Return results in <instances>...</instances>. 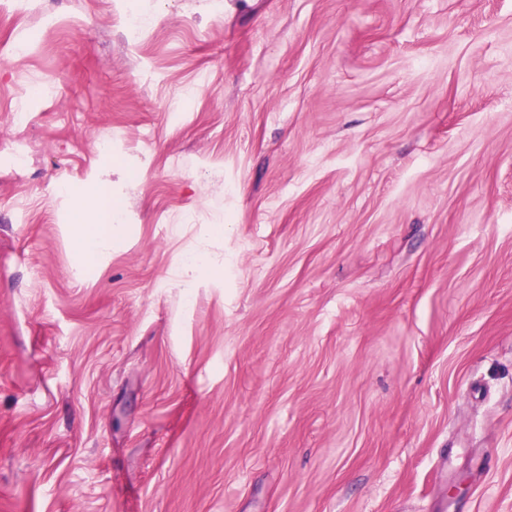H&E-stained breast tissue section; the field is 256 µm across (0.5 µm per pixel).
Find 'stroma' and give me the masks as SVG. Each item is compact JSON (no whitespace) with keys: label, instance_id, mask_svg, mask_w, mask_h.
Listing matches in <instances>:
<instances>
[{"label":"stroma","instance_id":"obj_1","mask_svg":"<svg viewBox=\"0 0 512 512\" xmlns=\"http://www.w3.org/2000/svg\"><path fill=\"white\" fill-rule=\"evenodd\" d=\"M0 512H512V0H0ZM75 199L78 208V222L71 225V238L74 257L80 262H89L112 248V236L120 232V224H101L108 209L112 210V201L108 208L103 197L96 190H83Z\"/></svg>","mask_w":512,"mask_h":512}]
</instances>
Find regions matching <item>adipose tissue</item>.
<instances>
[{"mask_svg":"<svg viewBox=\"0 0 512 512\" xmlns=\"http://www.w3.org/2000/svg\"><path fill=\"white\" fill-rule=\"evenodd\" d=\"M76 206L78 220L70 229L73 253L78 261L88 262L111 249L112 238L119 233L120 227L103 223L106 208L99 191L80 192Z\"/></svg>","mask_w":512,"mask_h":512,"instance_id":"ef3b65f1","label":"adipose tissue"}]
</instances>
